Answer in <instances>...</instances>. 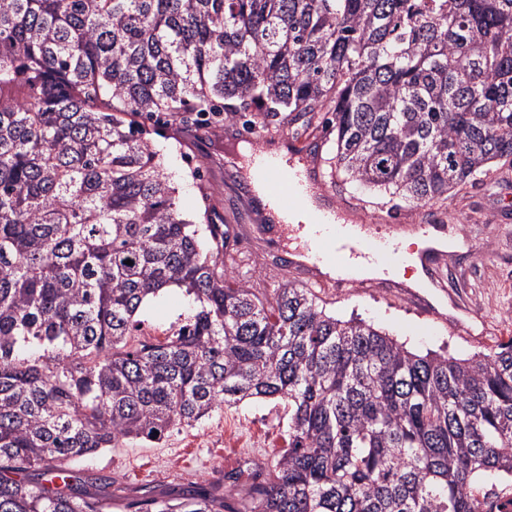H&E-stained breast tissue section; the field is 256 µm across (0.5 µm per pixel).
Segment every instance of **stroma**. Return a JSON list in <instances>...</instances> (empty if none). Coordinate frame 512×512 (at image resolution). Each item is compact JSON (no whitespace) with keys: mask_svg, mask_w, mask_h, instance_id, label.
<instances>
[{"mask_svg":"<svg viewBox=\"0 0 512 512\" xmlns=\"http://www.w3.org/2000/svg\"><path fill=\"white\" fill-rule=\"evenodd\" d=\"M287 136L295 137L305 158L331 153L332 143L321 131L299 135L285 124L264 128L241 119L225 121L216 129H195L181 142L165 127L152 138L156 148L166 153L183 213L193 216L207 206L223 217L230 231L224 263L235 282L254 288H269L289 278L288 259L285 248L255 231L259 214L255 198L227 157L238 143L258 146ZM499 168L494 188L462 185L447 202L427 208L410 207L379 191L333 187L337 198L353 203L350 217L364 223L400 216L405 223L422 224L432 214L462 236L466 251L449 253L443 269L449 289L465 303L457 326L425 314L404 285L394 282L386 288H369L361 280H340L326 288L320 279L305 277L302 285L313 289L328 313L341 319L360 317L415 352L472 355L512 340V159ZM195 170L200 171V179L192 178ZM187 309V299L175 290L153 300L145 311V339L169 329ZM228 421L243 432L235 448L224 444ZM287 437V402L248 400L214 412L195 427L173 429L160 442L137 440L102 449L81 461L76 471L110 475L130 494L143 487L166 491L193 482L205 485L274 461L278 443Z\"/></svg>","mask_w":512,"mask_h":512,"instance_id":"35a3bbf8","label":"stroma"}]
</instances>
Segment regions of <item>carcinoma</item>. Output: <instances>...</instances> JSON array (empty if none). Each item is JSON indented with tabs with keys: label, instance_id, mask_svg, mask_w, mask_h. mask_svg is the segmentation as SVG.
I'll return each instance as SVG.
<instances>
[{
	"label": "carcinoma",
	"instance_id": "cac0c4a2",
	"mask_svg": "<svg viewBox=\"0 0 512 512\" xmlns=\"http://www.w3.org/2000/svg\"><path fill=\"white\" fill-rule=\"evenodd\" d=\"M320 112L358 187L427 206L493 186L512 0H0V512H485L512 492V342L420 355L291 280L230 285L228 230L183 214L145 127ZM169 288L187 315L140 339ZM274 399L288 448L248 486L130 497L73 471Z\"/></svg>",
	"mask_w": 512,
	"mask_h": 512
}]
</instances>
